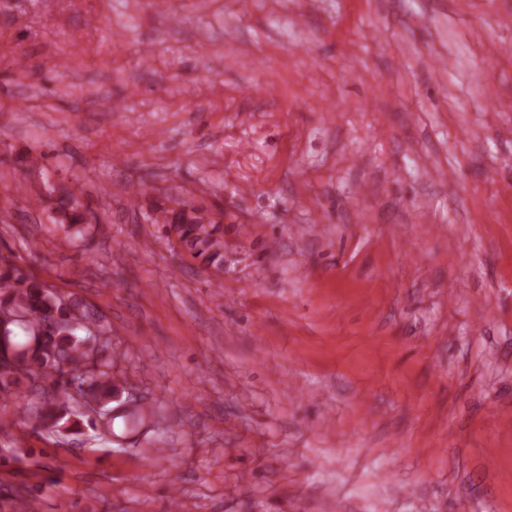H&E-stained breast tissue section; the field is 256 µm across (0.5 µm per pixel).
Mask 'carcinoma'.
<instances>
[{
	"mask_svg": "<svg viewBox=\"0 0 512 512\" xmlns=\"http://www.w3.org/2000/svg\"><path fill=\"white\" fill-rule=\"evenodd\" d=\"M54 222L81 232L89 209L64 188L56 194ZM151 224L166 225L177 247L194 259L213 262L222 257L218 221L189 201L148 216ZM103 330L86 304L44 284L33 273L0 255V345L11 359L0 369V394L23 396L41 391L45 380L59 384L43 399L38 426L50 430L70 421L74 410L94 414L102 434L112 435V363L100 346L89 344L87 326ZM25 506L18 488L0 494V512Z\"/></svg>",
	"mask_w": 512,
	"mask_h": 512,
	"instance_id": "1",
	"label": "carcinoma"
}]
</instances>
